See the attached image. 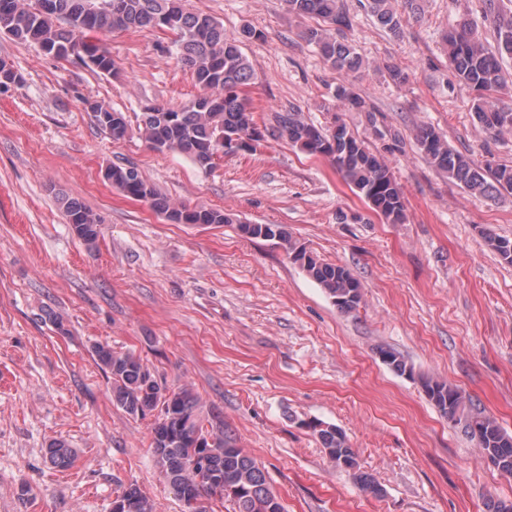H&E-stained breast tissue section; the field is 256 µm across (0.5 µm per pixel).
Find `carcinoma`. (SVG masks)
<instances>
[{"mask_svg": "<svg viewBox=\"0 0 512 512\" xmlns=\"http://www.w3.org/2000/svg\"><path fill=\"white\" fill-rule=\"evenodd\" d=\"M286 4L288 12L296 17L322 20L321 25L306 28L302 38L318 49L326 63L340 71L363 65L355 47L343 37L352 20L340 0H286ZM365 8L391 37L402 36L394 0H366ZM480 11L493 30L494 49L476 38L473 22L462 17L449 26L444 50L454 78L475 93V120L484 130L497 135L512 132V108L492 101L493 95L512 81V74L500 62L503 55H512V17L503 12L498 0H480ZM148 27L174 36L166 53L189 69L204 90L203 95L183 106H155L142 113L138 131L150 148L181 154L207 169L221 152V143L250 139L264 131L308 156L327 159L350 189L386 223L404 221L402 191L388 165L339 119L329 126L316 125L290 103L274 112L269 124H257L243 95L253 73L239 41L227 38L224 26L214 17L187 10L184 0H0V34L20 44H34L56 58L78 60L103 74L111 75L116 70L112 55L79 36ZM334 97L348 109L372 117L373 109L349 86H337ZM92 119L114 140L129 134L130 126L121 112L96 105ZM416 144L431 163L472 194L488 200L512 195V166L483 168L469 156L450 149L433 127L421 128ZM105 178L125 197L147 203L174 224L233 223V218L220 210L171 202L143 178L133 163L110 166ZM59 202L72 232L86 245L94 246L100 217L79 197L63 194ZM238 229L248 238L283 246L289 258L341 312L352 313L360 306L361 298L353 294L360 283L350 270L327 263L296 245L284 226L241 223ZM485 241L504 261L512 263V239L487 233ZM92 352L101 368L111 375L112 398L117 406L133 417L157 413L150 448L160 473L182 502L183 512H206L201 505L205 497L233 502L234 512H284L264 467L238 448L222 421L204 426L197 413V398L189 389L167 388L130 351H116L107 343H97ZM380 355L397 374L414 377L412 367L400 353L382 348ZM419 382L440 414L463 425L466 435L486 452L489 465L512 475V435L496 419L466 404V397L458 388L425 377ZM310 428L336 468L349 473L363 490L381 494L376 480L358 467L356 453L339 428L322 422ZM49 462L60 469L72 465L73 455L65 442L51 444ZM119 497L127 503V512H153L150 502L134 485L124 488Z\"/></svg>", "mask_w": 512, "mask_h": 512, "instance_id": "cac0c4a2", "label": "carcinoma"}]
</instances>
